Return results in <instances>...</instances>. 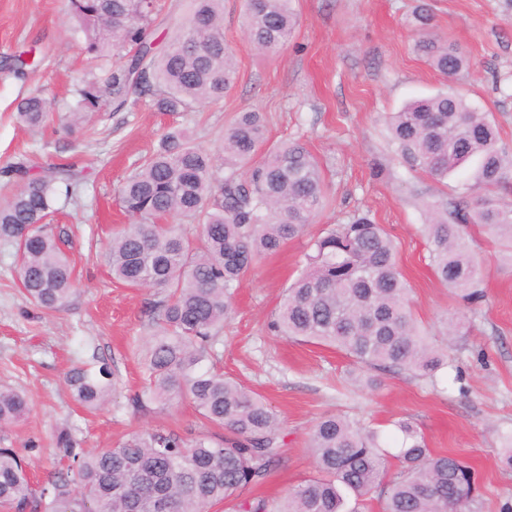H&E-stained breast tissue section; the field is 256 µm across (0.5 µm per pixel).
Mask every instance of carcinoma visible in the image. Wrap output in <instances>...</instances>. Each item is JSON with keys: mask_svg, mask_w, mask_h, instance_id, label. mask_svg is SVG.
Returning <instances> with one entry per match:
<instances>
[{"mask_svg": "<svg viewBox=\"0 0 512 512\" xmlns=\"http://www.w3.org/2000/svg\"><path fill=\"white\" fill-rule=\"evenodd\" d=\"M291 0H245L244 30L263 53H278L297 19ZM84 34V49L102 75L75 89L74 111L64 126L76 129L87 112H123L143 104L159 112H190L217 103L233 86L237 69L224 43V0H193L169 42L155 45L147 29L155 0H69ZM414 51L452 83L472 63L417 17ZM19 120L41 126L49 103L38 93L17 105ZM396 152L411 167L445 181L467 163L473 182L449 204L427 206L423 233L430 265L467 306L484 297L485 269L470 249L467 227L478 225L512 254V148L487 112L458 92H440L392 112L387 120ZM259 112L238 114L219 154L193 146L183 130L169 133L123 183L119 200L129 223L109 242L112 278L131 288H152L156 331L148 343L146 385L138 408L161 409L188 398L228 437H184L163 430L130 434L113 448L86 452L70 431L56 437L72 459L70 473L36 491L27 463L0 448V506L14 512H364L376 499L381 512H481L475 469L451 453L428 448L410 420L394 427L400 444L390 451L381 430L343 415L316 422L310 445L318 475L278 500L243 493L262 485L284 460V441L272 408L211 363L240 282L257 259L303 236L326 199L319 162L299 141L265 148ZM79 175L64 161L27 177L22 164L0 170L19 180L0 203V240L17 250V275L36 306L62 311L75 287L72 265L47 224L60 191ZM391 235L368 212L312 238L304 269L287 288L269 331L334 347L371 371H419L430 378L448 365V353L416 325L410 286L398 266ZM210 366L203 367L204 362ZM113 373L101 359L76 365L66 384L78 402L107 401ZM29 409L25 395L0 388V427Z\"/></svg>", "mask_w": 512, "mask_h": 512, "instance_id": "obj_1", "label": "carcinoma"}]
</instances>
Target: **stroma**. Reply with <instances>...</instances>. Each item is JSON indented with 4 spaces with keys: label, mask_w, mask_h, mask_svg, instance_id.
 I'll return each mask as SVG.
<instances>
[{
    "label": "stroma",
    "mask_w": 512,
    "mask_h": 512,
    "mask_svg": "<svg viewBox=\"0 0 512 512\" xmlns=\"http://www.w3.org/2000/svg\"><path fill=\"white\" fill-rule=\"evenodd\" d=\"M294 38L274 55L260 54L242 30L243 0H224V40L237 65L233 88L217 105L163 114L90 112L65 132L60 120L74 89L96 70L75 30L68 0H0V168L25 164L30 175L62 159H79L82 178L58 199L53 231L66 240L77 283L66 310L34 307L15 275L16 247L0 243V387L23 392L28 417L0 428V448L17 450L41 489L60 468L58 433L70 430L85 450L112 447L125 435L166 428L181 435L211 426L183 399L167 409L138 410L142 359L155 330L156 290L112 282L103 253L124 217L118 190L172 128L215 150L238 113H262L269 143L297 139L318 160L328 201L310 233L371 211L398 246L418 325L441 336L445 318L464 315L465 337L448 340V366L429 379L384 374L375 388L355 382L343 352L276 336L267 324L297 275L303 241L262 257L241 282L214 352L226 376L261 394L278 415L286 461L259 488L277 499L315 475L309 433L323 416L342 414L394 435L393 421L411 420L430 448L477 471L483 512H512V468L504 462L512 434V256L497 239L473 229L472 248L487 267L485 299L464 308L434 275L421 226L429 203L453 198L472 171L464 166L438 182L413 172L395 152L388 113L435 95L445 80L412 51L415 15L428 9L436 30L473 62L459 88L490 113L512 144V0H293ZM36 49L41 63L25 74L12 57ZM41 91L52 121L20 124L18 102ZM109 363L116 389L100 408L75 401L64 380L93 357Z\"/></svg>",
    "instance_id": "stroma-1"
}]
</instances>
